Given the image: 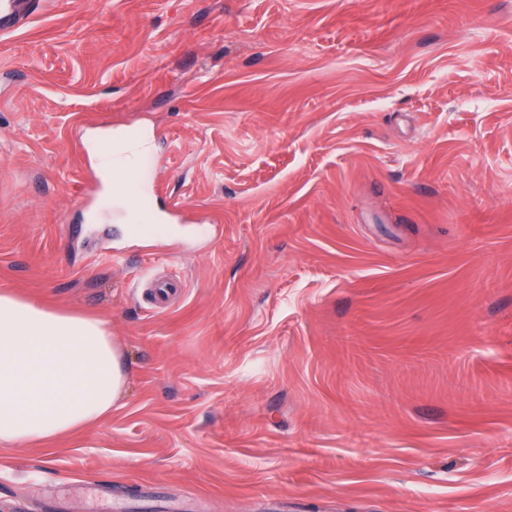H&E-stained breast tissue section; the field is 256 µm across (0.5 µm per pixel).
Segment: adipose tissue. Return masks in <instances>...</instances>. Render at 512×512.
Masks as SVG:
<instances>
[{
    "label": "adipose tissue",
    "instance_id": "adipose-tissue-1",
    "mask_svg": "<svg viewBox=\"0 0 512 512\" xmlns=\"http://www.w3.org/2000/svg\"><path fill=\"white\" fill-rule=\"evenodd\" d=\"M127 384L105 320L0 291V446H47L110 414Z\"/></svg>",
    "mask_w": 512,
    "mask_h": 512
}]
</instances>
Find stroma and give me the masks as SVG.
Returning a JSON list of instances; mask_svg holds the SVG:
<instances>
[{"label": "stroma", "mask_w": 512, "mask_h": 512, "mask_svg": "<svg viewBox=\"0 0 512 512\" xmlns=\"http://www.w3.org/2000/svg\"><path fill=\"white\" fill-rule=\"evenodd\" d=\"M131 134L153 172L88 199ZM2 288L104 318L128 381L0 446V512H512V0L37 7Z\"/></svg>", "instance_id": "stroma-1"}]
</instances>
